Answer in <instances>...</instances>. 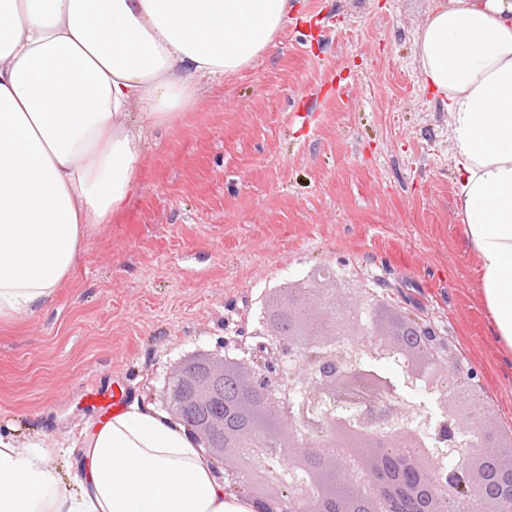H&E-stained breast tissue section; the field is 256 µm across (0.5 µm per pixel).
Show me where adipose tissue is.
Wrapping results in <instances>:
<instances>
[{"mask_svg":"<svg viewBox=\"0 0 512 512\" xmlns=\"http://www.w3.org/2000/svg\"><path fill=\"white\" fill-rule=\"evenodd\" d=\"M289 0H0V320L54 302L90 234L126 207L145 129L200 80L249 67ZM453 133L465 240L495 341L512 351V0H433L415 41ZM51 449L0 435V512H263L187 428L132 402L67 483Z\"/></svg>","mask_w":512,"mask_h":512,"instance_id":"ef3b65f1","label":"adipose tissue"}]
</instances>
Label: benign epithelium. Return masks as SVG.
Masks as SVG:
<instances>
[{
  "label": "benign epithelium",
  "instance_id": "obj_1",
  "mask_svg": "<svg viewBox=\"0 0 512 512\" xmlns=\"http://www.w3.org/2000/svg\"><path fill=\"white\" fill-rule=\"evenodd\" d=\"M360 296L284 288L276 333L247 376L200 365L170 376L175 415L253 500L280 512H507L512 463L484 426L477 370L452 366L435 333L410 316L380 333ZM374 358L394 360L402 386ZM423 385L436 410L402 389ZM432 440L448 449L423 467Z\"/></svg>",
  "mask_w": 512,
  "mask_h": 512
}]
</instances>
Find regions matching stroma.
<instances>
[{
    "label": "stroma",
    "instance_id": "stroma-1",
    "mask_svg": "<svg viewBox=\"0 0 512 512\" xmlns=\"http://www.w3.org/2000/svg\"><path fill=\"white\" fill-rule=\"evenodd\" d=\"M432 0H290L272 45L154 128L128 208L88 238L55 301L0 324V433L80 447L200 351L244 358L291 284L383 301L479 373L512 447V354L465 245L448 113L414 42ZM334 270L330 280L318 267Z\"/></svg>",
    "mask_w": 512,
    "mask_h": 512
}]
</instances>
